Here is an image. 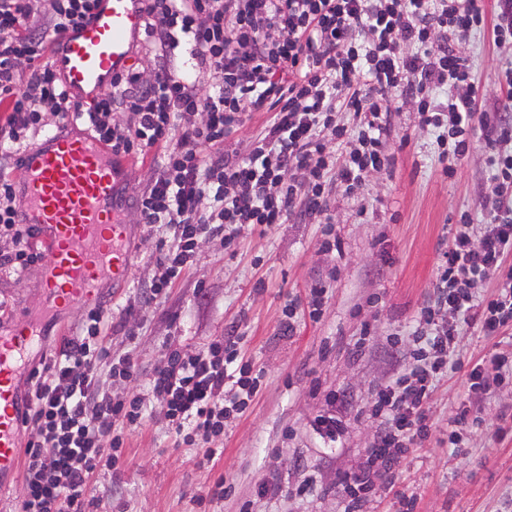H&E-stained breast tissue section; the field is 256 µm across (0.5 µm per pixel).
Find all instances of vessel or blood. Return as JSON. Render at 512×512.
Segmentation results:
<instances>
[{
	"label": "vessel or blood",
	"instance_id": "vessel-or-blood-1",
	"mask_svg": "<svg viewBox=\"0 0 512 512\" xmlns=\"http://www.w3.org/2000/svg\"><path fill=\"white\" fill-rule=\"evenodd\" d=\"M145 24V0H100L86 21L56 38L52 57L73 103L111 86ZM20 170L23 221L40 229L48 251L44 288L59 307L97 305L99 282L126 280L132 265L116 218L122 164L91 134L50 131L22 151ZM36 336L24 318L0 336V473L18 465L16 375Z\"/></svg>",
	"mask_w": 512,
	"mask_h": 512
}]
</instances>
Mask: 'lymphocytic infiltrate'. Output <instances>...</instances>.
I'll return each mask as SVG.
<instances>
[{"label":"lymphocytic infiltrate","instance_id":"1","mask_svg":"<svg viewBox=\"0 0 512 512\" xmlns=\"http://www.w3.org/2000/svg\"><path fill=\"white\" fill-rule=\"evenodd\" d=\"M38 2L0 0V239L9 244L0 269L17 275L45 252L37 229L20 220L12 156L39 136L46 114L59 123L76 115L116 154L162 148L134 198L140 223L165 231L152 301L201 241L233 246L244 232L286 223L300 203L310 218L326 214L333 180L349 194L362 189L384 167L400 105L411 104L421 127L435 131L439 158H464L482 135L492 171L489 219L476 238L470 216L461 215L437 267L435 299L420 311L424 326L409 371L376 395V440L360 472L340 481L345 512H360L362 491L390 475L397 449L427 436L426 408L459 325L486 336L512 332V66L497 76L506 105L481 113L464 51L470 33L487 23L496 44L512 46V0H496L489 19L475 0H145L153 73L128 67L77 113L57 70L36 60L99 0H52L43 17ZM187 47L190 70L180 62ZM254 112L270 118L247 152L227 148ZM341 112L350 124L337 122ZM489 281L495 293L479 298L477 286ZM106 325L102 310L89 311L59 352L29 372L20 426L34 437L24 448L20 512H86L91 479L111 467L123 431L157 408L183 443L203 438L213 459L225 418L241 413L256 391V378L234 366L239 336L231 331L191 353L172 350L145 390L113 399L102 373L133 383L140 370L132 355L111 358L98 340ZM507 371L512 352L474 363L469 402L448 421L450 445L477 423L475 408Z\"/></svg>","mask_w":512,"mask_h":512}]
</instances>
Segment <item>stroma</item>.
Masks as SVG:
<instances>
[{"mask_svg":"<svg viewBox=\"0 0 512 512\" xmlns=\"http://www.w3.org/2000/svg\"><path fill=\"white\" fill-rule=\"evenodd\" d=\"M465 52L486 110L496 111V76L512 65V48L495 44L485 28L470 34ZM388 152L390 169L358 192L332 189L340 250L325 248L324 225L296 211L287 223L245 233L235 249L204 244L167 294L142 308L131 336L118 322L153 278L156 236L133 206L154 159L128 156L120 217L129 226L132 268L126 281L102 285L100 303L112 322L103 345L115 358L132 353L145 381L171 350H198L234 328L242 337L237 365L261 379L246 410L228 420L216 460L183 444L159 415L127 433L116 464L92 480L88 512H344L337 484L359 472L374 441V396L404 372L420 310L434 298L440 253L461 214L486 222L491 190L483 148L444 175L435 134L418 129L414 113L395 116ZM42 274L39 264L19 276L0 272L7 304L0 336L22 316L33 317L41 332L20 363L25 373L88 313L79 303L51 310ZM316 283L327 294L314 317L308 293ZM288 321L293 329H285ZM510 349L512 335L461 331L453 366L435 383L428 437L398 454L394 482H377L364 512H400L406 495L412 512H512V380L487 399L465 447L448 443L470 362ZM331 409L344 422L333 439L315 428ZM264 484L276 493H261Z\"/></svg>","mask_w":512,"mask_h":512,"instance_id":"1","label":"stroma"}]
</instances>
